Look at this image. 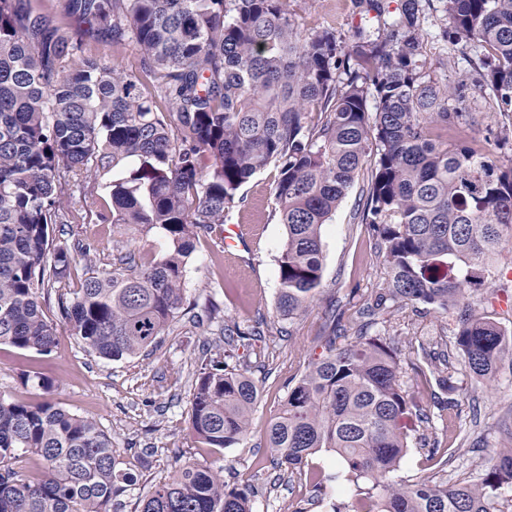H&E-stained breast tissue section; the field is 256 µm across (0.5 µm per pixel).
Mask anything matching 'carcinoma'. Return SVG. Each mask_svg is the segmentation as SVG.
Returning a JSON list of instances; mask_svg holds the SVG:
<instances>
[{
    "instance_id": "cac0c4a2",
    "label": "carcinoma",
    "mask_w": 512,
    "mask_h": 512,
    "mask_svg": "<svg viewBox=\"0 0 512 512\" xmlns=\"http://www.w3.org/2000/svg\"><path fill=\"white\" fill-rule=\"evenodd\" d=\"M445 29L461 52L483 51L457 85L419 80L420 0H401L382 44L356 52L364 77L339 85L350 54L329 31L299 35L289 0H58L53 12L38 0H0V345L52 352L37 295L45 286L59 292L72 335L99 357L155 345L183 308L200 234L222 226L242 186L272 165L287 230L276 309L293 318L321 285L322 227L374 148L362 205L386 265L374 308L423 304L452 316L466 370L493 379L512 338L472 314L468 289L512 249V165L442 132L487 90L512 112V0H446ZM89 38L135 46L140 76L91 53ZM77 183L92 185L96 223L112 225V236L154 231L164 253L146 261L115 244L112 269L68 288L75 254L91 265L103 254L50 242ZM337 337L345 342L331 340L267 428L279 464L295 469L332 453L354 512H497L498 490L512 486V448L476 484L387 481L409 450L402 359L378 332ZM257 400L247 371L214 362L195 383L193 435L234 447ZM27 456L42 463L41 478L14 467ZM135 482L95 419L49 400L0 397V512H111ZM140 512H252V495L224 482L223 470L189 461Z\"/></svg>"
}]
</instances>
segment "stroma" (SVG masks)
<instances>
[{
    "instance_id": "stroma-1",
    "label": "stroma",
    "mask_w": 512,
    "mask_h": 512,
    "mask_svg": "<svg viewBox=\"0 0 512 512\" xmlns=\"http://www.w3.org/2000/svg\"><path fill=\"white\" fill-rule=\"evenodd\" d=\"M420 4L427 64L419 76L456 85L467 78L472 65L444 31L445 2ZM290 18L304 36L332 31L348 52L382 35L378 21L366 18L359 0H293ZM503 126L494 98L487 95L478 99L466 124L449 131L448 140L465 142L505 162L512 159V151L498 145ZM374 169V156H366L353 189L323 226L320 293L296 318L280 319L275 308L285 228L274 213L277 172L269 168L241 188V202L225 218L226 223L247 224L256 232L241 250L240 261L226 262L224 243L216 234L200 237L184 278V296L194 306V318H177L152 350L109 361L71 335L56 299H49L44 311L55 332L53 353L45 357L0 345V395L31 403L48 397L97 420L137 476L134 489L113 501L112 512H136L140 497L188 460L222 468L226 482L250 487L253 512H325V504L349 503V495L340 493L331 479L337 470L332 454L309 456L294 471L276 468L265 430L308 364L324 353L332 325L356 330L363 308L382 286L383 257L360 214L362 190ZM67 210L68 223L53 227L55 244L111 247V225L91 223L80 194L71 196ZM471 302L475 314L512 332V254L497 258L493 273ZM214 304L220 308L215 320L209 317ZM233 324L252 337L233 341L228 365L248 369L259 397L240 443L208 448L191 432L190 399L200 372L225 344V326ZM453 328L451 317L419 304L385 315L380 325L404 360L410 400V412L401 422L410 449L392 480L476 483L491 456L512 448V362L503 361L490 381L456 375L452 392L435 382L446 364H462ZM33 371L52 379L51 395L23 384V373ZM430 437L439 440L437 453L424 445Z\"/></svg>"
}]
</instances>
